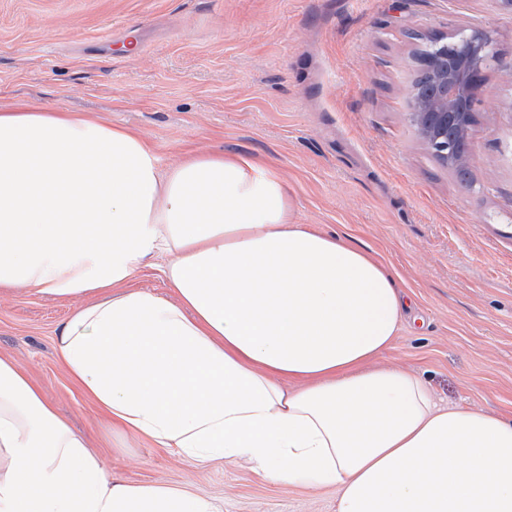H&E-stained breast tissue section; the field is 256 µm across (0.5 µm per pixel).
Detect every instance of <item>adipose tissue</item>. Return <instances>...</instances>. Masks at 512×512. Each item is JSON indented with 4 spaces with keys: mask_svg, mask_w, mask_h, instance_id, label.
Masks as SVG:
<instances>
[{
    "mask_svg": "<svg viewBox=\"0 0 512 512\" xmlns=\"http://www.w3.org/2000/svg\"><path fill=\"white\" fill-rule=\"evenodd\" d=\"M161 257L177 298L132 288ZM93 296L58 333L109 426L203 467L331 486L336 512H512V418L439 405L377 365L404 317L392 267L295 221L281 173L242 153L162 168L83 115L0 110V288ZM0 512H218L112 482L86 437L0 358Z\"/></svg>",
    "mask_w": 512,
    "mask_h": 512,
    "instance_id": "adipose-tissue-1",
    "label": "adipose tissue"
}]
</instances>
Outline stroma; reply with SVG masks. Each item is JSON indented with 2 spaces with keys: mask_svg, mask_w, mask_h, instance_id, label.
<instances>
[{
  "mask_svg": "<svg viewBox=\"0 0 512 512\" xmlns=\"http://www.w3.org/2000/svg\"><path fill=\"white\" fill-rule=\"evenodd\" d=\"M480 28L496 56L476 92L471 185L408 119L432 35ZM27 103L187 150L262 156L296 220L345 233L396 271L413 311L383 365L451 406L512 417V10L500 0H0V109ZM83 305L0 288V357L41 387L109 476L213 498L221 512H336L331 487L200 468L110 429L71 382L57 332Z\"/></svg>",
  "mask_w": 512,
  "mask_h": 512,
  "instance_id": "35a3bbf8",
  "label": "stroma"
}]
</instances>
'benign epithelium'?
I'll return each mask as SVG.
<instances>
[{"mask_svg": "<svg viewBox=\"0 0 512 512\" xmlns=\"http://www.w3.org/2000/svg\"><path fill=\"white\" fill-rule=\"evenodd\" d=\"M466 53L435 66L428 86L410 88L409 119L419 139L453 172L472 169L471 147L458 151L455 141L469 143L479 73L487 62L491 35L473 29Z\"/></svg>", "mask_w": 512, "mask_h": 512, "instance_id": "obj_1", "label": "benign epithelium"}]
</instances>
